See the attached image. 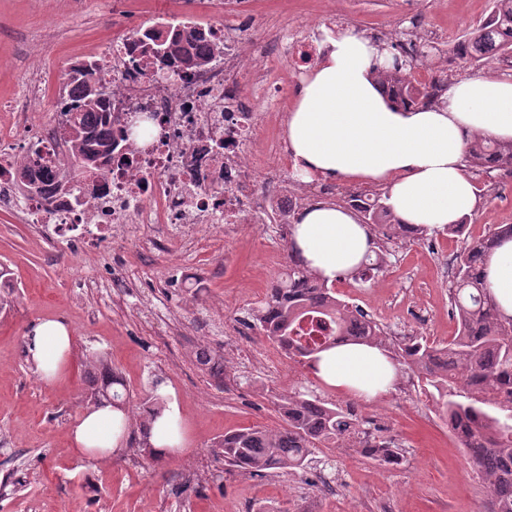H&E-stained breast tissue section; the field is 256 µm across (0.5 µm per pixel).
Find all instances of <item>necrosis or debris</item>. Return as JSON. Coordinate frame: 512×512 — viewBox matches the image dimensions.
<instances>
[{
	"mask_svg": "<svg viewBox=\"0 0 512 512\" xmlns=\"http://www.w3.org/2000/svg\"><path fill=\"white\" fill-rule=\"evenodd\" d=\"M224 22L207 26V40L223 52L200 69L145 71L133 64L139 53L135 34H127L105 49L100 60L112 75V105L127 112L153 116L155 125L145 141H126L112 156V168L102 179L98 196L87 212L71 210L64 197L51 208L24 198L0 177V206L22 214L28 223L47 224L56 239L108 237L120 224H165L198 234L201 225L220 224L225 238L252 231L275 216L296 209L302 192L260 194L261 172L268 159L282 155L277 130L289 78H301L317 58L318 44L306 39L291 48L292 76L262 59L246 66L244 48L250 27L236 0H228ZM268 111H259L257 99ZM26 112L0 126V168L12 170L27 156L29 142L38 141L56 155L66 145L45 124L19 137L27 127ZM28 128V127H27ZM261 149H253L254 141Z\"/></svg>",
	"mask_w": 512,
	"mask_h": 512,
	"instance_id": "necrosis-or-debris-1",
	"label": "necrosis or debris"
}]
</instances>
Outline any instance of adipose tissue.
<instances>
[{"mask_svg":"<svg viewBox=\"0 0 512 512\" xmlns=\"http://www.w3.org/2000/svg\"><path fill=\"white\" fill-rule=\"evenodd\" d=\"M385 53L355 29L327 32L317 63L302 77L284 131L293 171L307 182L383 186L401 223L443 229L474 216L480 198L465 163L477 134L512 140V74L489 73L453 83L428 107L392 104L376 81ZM301 260L327 284L344 279L377 248L368 225L339 204L317 202L301 210L290 228ZM482 278L500 314L512 317V238L486 255ZM70 329L40 322L26 340L45 384H54L73 355ZM314 376L349 395L373 398L396 378L380 347L344 344L318 354ZM126 416L105 408L86 410L71 427L75 451L104 458L124 441ZM154 454L169 456L184 445L177 405L157 416L148 439Z\"/></svg>","mask_w":512,"mask_h":512,"instance_id":"adipose-tissue-1","label":"adipose tissue"}]
</instances>
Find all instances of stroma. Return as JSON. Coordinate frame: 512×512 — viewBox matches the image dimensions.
I'll return each mask as SVG.
<instances>
[{
    "label": "stroma",
    "mask_w": 512,
    "mask_h": 512,
    "mask_svg": "<svg viewBox=\"0 0 512 512\" xmlns=\"http://www.w3.org/2000/svg\"><path fill=\"white\" fill-rule=\"evenodd\" d=\"M488 8V0H254L261 20L245 59L256 62L283 27L326 31L342 17L367 36L414 19L446 30L436 43L443 58ZM170 17L217 20L203 0H0V104L38 78L47 99L35 118L52 122L51 98L76 58ZM476 183L481 206L468 232L512 224V171ZM288 241L279 224L234 239L209 229L196 240L153 225L89 249L0 209V269L10 278L0 290L8 302L0 311V512H483L485 483L416 377L399 375L387 393L365 399L324 385L306 366H263L273 343L253 313L288 263ZM460 246L445 232L427 248L390 244L384 273L337 284L336 293L398 335L448 342L457 331L448 264ZM417 304L430 309L427 324L413 319ZM46 319L64 321L74 336L71 366L51 386L25 352ZM201 347L221 360L223 378L197 363ZM97 351L130 395L124 446L104 461L78 455L68 435L87 408L84 361ZM161 387L178 405L185 445L157 462L141 445L139 415ZM298 391L358 408L374 435L402 448L403 463L375 464L341 442L316 449L299 475L225 473L216 441L244 427H279L278 396Z\"/></svg>",
    "instance_id": "35a3bbf8"
}]
</instances>
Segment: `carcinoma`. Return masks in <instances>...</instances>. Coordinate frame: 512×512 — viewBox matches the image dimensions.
Segmentation results:
<instances>
[{
	"instance_id": "1",
	"label": "carcinoma",
	"mask_w": 512,
	"mask_h": 512,
	"mask_svg": "<svg viewBox=\"0 0 512 512\" xmlns=\"http://www.w3.org/2000/svg\"><path fill=\"white\" fill-rule=\"evenodd\" d=\"M487 16L467 30L452 52L464 57L467 45L475 47L468 57L474 64L512 57V0H489ZM206 35L197 25L180 24L150 28L139 34L146 60L163 69L183 66L202 67L212 51L202 49ZM377 71V81L390 100L402 107H419L439 102L452 75L435 78L416 86L410 73L414 58L397 51ZM72 86L63 110L57 112L73 124L75 131L64 137L69 157L65 166L55 153L33 144V160L17 165L10 173L17 188L24 177L33 189L30 197L52 201L55 194L68 196L73 207L83 210L89 199L75 194L72 184L85 181L91 190L106 175L105 165L122 146L126 136L112 137V78L96 60L70 68ZM466 158L474 174L512 169V141L474 136ZM51 188H44L45 184ZM349 208L360 214L363 223L375 233L379 250L366 256L351 279L366 283L387 265L393 240H426L427 230L399 222L387 204V196L372 193L365 205ZM512 237V224H498L479 236H467L455 256L449 285L451 304L457 313L458 332L446 344H428L415 337L391 341L379 323L359 308L334 296L333 288L315 277L294 248L288 250V266L271 282L266 299L255 314L263 335L278 344L289 360L311 364L318 353L339 343L376 345L391 353L397 371L411 373L438 394L441 419L455 436L483 478L487 493L486 512H512V319L500 316L481 282L480 268L486 254L502 237ZM86 377L90 391L87 401L124 408L126 392L119 391L122 380L98 354L87 358ZM459 383L465 401L448 399V385ZM140 415V427L149 435L160 397L148 399ZM283 425L277 429L243 428L224 434L218 448L224 465L231 472H304L313 450L323 444L349 441L360 455L385 465L402 462L398 447L372 438L362 428L364 421L348 409L328 403L311 394L295 392L278 399Z\"/></svg>"
}]
</instances>
